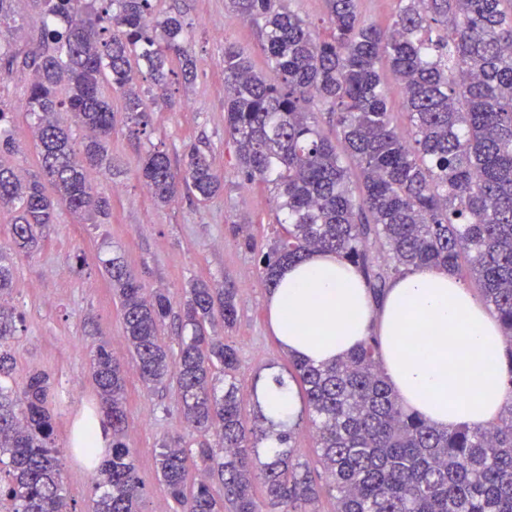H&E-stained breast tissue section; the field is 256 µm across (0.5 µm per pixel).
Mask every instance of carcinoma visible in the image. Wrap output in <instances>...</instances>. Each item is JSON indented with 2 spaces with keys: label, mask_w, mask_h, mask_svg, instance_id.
<instances>
[{
  "label": "carcinoma",
  "mask_w": 512,
  "mask_h": 512,
  "mask_svg": "<svg viewBox=\"0 0 512 512\" xmlns=\"http://www.w3.org/2000/svg\"><path fill=\"white\" fill-rule=\"evenodd\" d=\"M25 2L37 46L20 58L0 43V71L33 72L25 100L39 172L21 180L0 163V211L10 215L11 235L0 251V378L13 374L4 346L20 321L3 302L12 255L39 246L60 206L80 224L111 216V198L88 171H112V97L145 126L149 112L171 103L173 80L189 82L197 72L182 17L160 15L155 0ZM399 2L382 30L362 20L358 0H326L329 34L320 37L286 0H227L235 18L262 22L268 67L258 72L243 48L224 45V134L237 172L270 188L282 214V236L268 246L247 237L244 245L270 287L282 266L328 250L356 267L377 301L394 275L423 268L457 275L466 262L509 345L504 411L487 427L432 426L403 408L381 367V339L371 335L337 362L293 357L271 377L301 387L302 407L288 424L263 411L258 389L266 377L256 375L259 425H251L241 413L237 349L215 332L218 320L226 329L236 323V289L197 281L180 303L162 289L147 297L120 258L102 259L142 380L150 389L175 382L194 436L196 477L183 437L162 439L156 454L160 481L184 512H317L324 491L335 512H512V0ZM385 69L403 89L406 128L388 112ZM315 98L332 117L336 145L307 109ZM11 123L12 113L0 109V157L13 149ZM139 177L159 206L182 188L199 201L224 188L197 146L181 170L165 151L147 150ZM371 238L385 254L368 249ZM169 319L180 328L174 357L159 340ZM90 377L98 410L83 417L74 452L95 472L93 512H146L126 443L124 366L99 345ZM50 389L36 371L14 391L0 385L5 512H74L53 444ZM99 415L112 433L101 461ZM306 418L329 477L324 486L296 462L294 430ZM271 439L276 447H264Z\"/></svg>",
  "instance_id": "obj_1"
}]
</instances>
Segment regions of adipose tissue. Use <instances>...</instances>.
<instances>
[{
    "label": "adipose tissue",
    "mask_w": 512,
    "mask_h": 512,
    "mask_svg": "<svg viewBox=\"0 0 512 512\" xmlns=\"http://www.w3.org/2000/svg\"><path fill=\"white\" fill-rule=\"evenodd\" d=\"M267 311L288 355L317 366L381 336L389 385L435 426L483 427L505 405L499 323L446 271L407 272L377 303L351 264L317 251L280 270Z\"/></svg>",
    "instance_id": "1"
}]
</instances>
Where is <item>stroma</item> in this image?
Here are the masks:
<instances>
[{
	"label": "stroma",
	"mask_w": 512,
	"mask_h": 512,
	"mask_svg": "<svg viewBox=\"0 0 512 512\" xmlns=\"http://www.w3.org/2000/svg\"><path fill=\"white\" fill-rule=\"evenodd\" d=\"M225 2L161 0V10L181 14L186 24L197 61L195 80L174 86L172 105L155 109L143 134L127 120L121 100H113L112 171L92 175L111 196L110 218L102 224H80L66 207H59L41 248L15 261L10 302L22 322L9 343L14 378L19 381L39 371L50 379L59 413L56 445L76 512H91L92 470L80 465L72 451L79 422L69 407L93 394L92 349L103 344L117 357L128 356L119 304L100 258L121 255L147 289L163 288L177 299L195 279L236 288L237 321L228 339L238 351V378L246 392L266 364H286L267 314L269 288L254 254L234 232L239 226L259 242L273 241L281 231L276 204L264 185L235 174L234 146L224 134L225 44L244 48L256 69H265L266 58L257 24L230 21ZM30 78V70L17 68L0 79V108L14 115L9 164L22 179L38 169V148L24 116L23 93ZM194 144L223 172V192L203 204L184 192L166 207L156 206L138 176L140 156L156 145L178 167ZM127 378V441L148 508L179 512L159 480L155 462L162 438L186 433L176 396L169 390H147L136 369H129Z\"/></svg>",
	"instance_id": "stroma-1"
}]
</instances>
